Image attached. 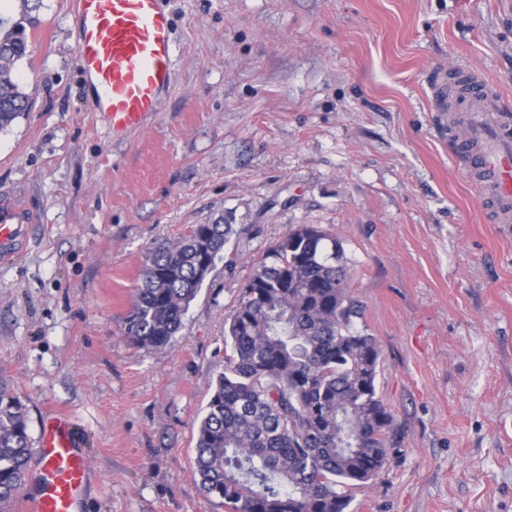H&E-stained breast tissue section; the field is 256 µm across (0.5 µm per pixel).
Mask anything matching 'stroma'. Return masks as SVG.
I'll return each mask as SVG.
<instances>
[{
	"instance_id": "obj_1",
	"label": "stroma",
	"mask_w": 512,
	"mask_h": 512,
	"mask_svg": "<svg viewBox=\"0 0 512 512\" xmlns=\"http://www.w3.org/2000/svg\"><path fill=\"white\" fill-rule=\"evenodd\" d=\"M173 81L116 138L78 70L74 0H41L0 131V372L31 434L69 414L91 465L80 512H226L193 476L224 319L295 224L342 244L380 349L388 462L350 512H512V223L486 215L433 109L471 70L512 108V0H168ZM258 231L216 265L164 348L122 335L146 254L216 220ZM26 239V224L14 208L2 204L0 207V255L15 256L22 249Z\"/></svg>"
}]
</instances>
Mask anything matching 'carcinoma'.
I'll use <instances>...</instances> for the list:
<instances>
[{"instance_id": "cac0c4a2", "label": "carcinoma", "mask_w": 512, "mask_h": 512, "mask_svg": "<svg viewBox=\"0 0 512 512\" xmlns=\"http://www.w3.org/2000/svg\"><path fill=\"white\" fill-rule=\"evenodd\" d=\"M0 16V130L26 111L15 66L40 0ZM256 232L194 224L148 252L125 317L136 347L160 349L181 331L209 265L233 269ZM340 242L298 224L256 260L224 323V371L196 423L195 481L229 512H347L353 492L387 463L393 416L377 393L380 349L357 327ZM32 450L25 405L0 376V512H10Z\"/></svg>"}]
</instances>
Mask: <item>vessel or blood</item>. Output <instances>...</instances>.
Here are the masks:
<instances>
[{"label":"vessel or blood","instance_id":"obj_1","mask_svg":"<svg viewBox=\"0 0 512 512\" xmlns=\"http://www.w3.org/2000/svg\"><path fill=\"white\" fill-rule=\"evenodd\" d=\"M78 67L97 88L95 110L107 115L113 137L142 128L159 112L172 84L173 22L164 0H76ZM479 109L463 108L464 135L455 143L469 179L493 219L512 220V115L495 86L472 77ZM26 239L21 214L0 207V255L15 256ZM36 453L41 489L24 498L26 512H75L89 479V460L70 416L49 413Z\"/></svg>","mask_w":512,"mask_h":512}]
</instances>
